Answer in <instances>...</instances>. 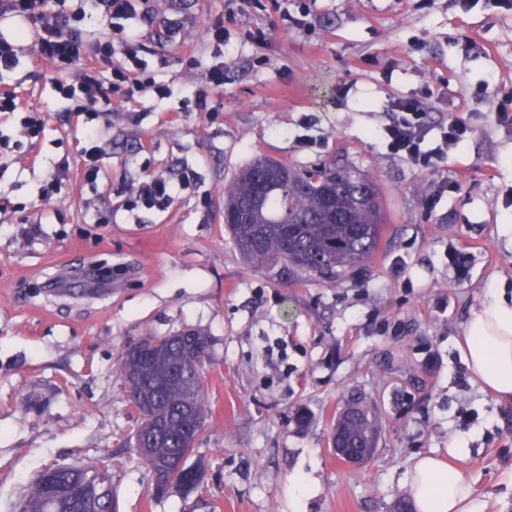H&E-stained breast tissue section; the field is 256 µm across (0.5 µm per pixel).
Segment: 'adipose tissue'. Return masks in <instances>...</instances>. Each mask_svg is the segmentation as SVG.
Instances as JSON below:
<instances>
[{
  "label": "adipose tissue",
  "mask_w": 512,
  "mask_h": 512,
  "mask_svg": "<svg viewBox=\"0 0 512 512\" xmlns=\"http://www.w3.org/2000/svg\"><path fill=\"white\" fill-rule=\"evenodd\" d=\"M454 343L483 391L512 400V294L499 290L471 307ZM468 452L458 439L448 443V459L421 455L409 469L415 512H484L466 475L453 464Z\"/></svg>",
  "instance_id": "obj_1"
}]
</instances>
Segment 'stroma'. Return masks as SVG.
<instances>
[{
    "label": "stroma",
    "mask_w": 512,
    "mask_h": 512,
    "mask_svg": "<svg viewBox=\"0 0 512 512\" xmlns=\"http://www.w3.org/2000/svg\"><path fill=\"white\" fill-rule=\"evenodd\" d=\"M134 25L141 77L174 84L97 121L103 175L80 176V127L54 100L28 38L0 74L46 113L36 146L18 140L0 168V512H19L35 477L59 465L109 464L117 512H395L412 458L456 464L486 512H512V403L482 391L453 338L470 308L512 292V128L495 110L512 94V6L501 0H145ZM179 23L157 43L159 17ZM224 22V42L207 34ZM224 66V87L205 75ZM209 93V111L196 95ZM419 101L431 125L461 111L470 137L424 170L378 130L391 99ZM267 156L303 168L338 158L377 183L386 222L371 261L338 283L253 268L224 229V186ZM70 179L38 205L61 159ZM173 181L165 211L130 207L150 175ZM110 215L107 224L98 215ZM39 223L32 237L20 218ZM465 249L456 277L448 248ZM108 266L87 286L80 273ZM197 328L209 419L195 443L203 491L153 497L132 449L137 417L119 359L142 336ZM363 392L382 423L353 467L331 449L337 412Z\"/></svg>",
    "instance_id": "35a3bbf8"
}]
</instances>
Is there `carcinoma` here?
<instances>
[{
	"instance_id": "carcinoma-1",
	"label": "carcinoma",
	"mask_w": 512,
	"mask_h": 512,
	"mask_svg": "<svg viewBox=\"0 0 512 512\" xmlns=\"http://www.w3.org/2000/svg\"><path fill=\"white\" fill-rule=\"evenodd\" d=\"M224 201L249 215L248 222L225 225L247 264L279 263L290 271L338 280L370 259L385 223L376 183L337 163L302 171L271 159L262 168L251 163L224 187ZM147 339L161 342L164 351L120 357L121 375L141 379L127 402L143 428L159 429L156 438L167 454L188 458L194 449L182 432L185 414H196L202 431L207 420L203 367L210 354V337L188 329ZM378 433L372 404L359 397L336 413L331 445L374 448ZM54 471L61 485L57 498L46 501L37 479L23 512H116L114 502L71 498L67 488L75 477L65 466ZM204 475L205 463L199 459L187 467L178 491L199 490L197 478Z\"/></svg>"
}]
</instances>
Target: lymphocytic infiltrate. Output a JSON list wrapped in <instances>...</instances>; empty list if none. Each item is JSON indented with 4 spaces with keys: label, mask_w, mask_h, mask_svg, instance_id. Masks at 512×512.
<instances>
[{
    "label": "lymphocytic infiltrate",
    "mask_w": 512,
    "mask_h": 512,
    "mask_svg": "<svg viewBox=\"0 0 512 512\" xmlns=\"http://www.w3.org/2000/svg\"><path fill=\"white\" fill-rule=\"evenodd\" d=\"M140 0H80L74 13L52 11L47 0H0V14H10L27 22L38 46L39 58L53 70L52 88L57 98L67 101V117L81 122L85 145L81 151L82 180L96 186L102 170V152L96 143L94 120L110 112L113 97L134 101L136 93L153 89L162 98L171 96L170 85L131 77L128 66L136 62L138 48L124 40L113 46V32L125 31L139 14ZM97 12L106 28L96 40L83 38L80 24L88 12ZM394 117L381 130L387 147L396 155L422 169H435L448 158L449 147L463 142L471 133L466 119L454 116L431 127L419 103L396 99L389 105ZM435 146H427L428 135Z\"/></svg>",
    "instance_id": "1"
}]
</instances>
